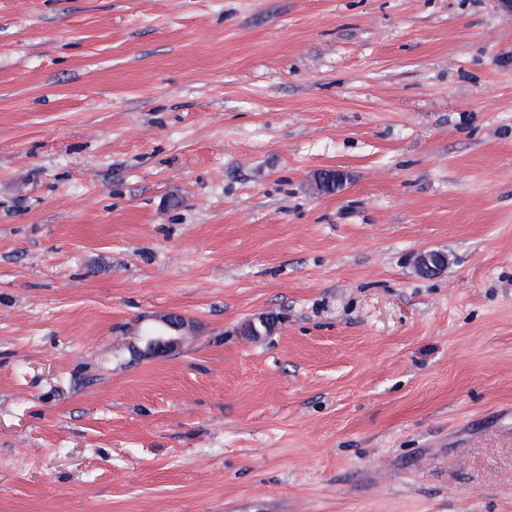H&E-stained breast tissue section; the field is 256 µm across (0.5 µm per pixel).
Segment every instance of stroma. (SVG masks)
<instances>
[{
  "mask_svg": "<svg viewBox=\"0 0 512 512\" xmlns=\"http://www.w3.org/2000/svg\"><path fill=\"white\" fill-rule=\"evenodd\" d=\"M0 512H512V10L0 0ZM186 320L184 317L177 314H166L159 318L158 324L162 325L167 331V336H161L158 340L154 341L147 349L156 354H162L174 349L179 343L181 332L185 328Z\"/></svg>",
  "mask_w": 512,
  "mask_h": 512,
  "instance_id": "obj_1",
  "label": "stroma"
}]
</instances>
